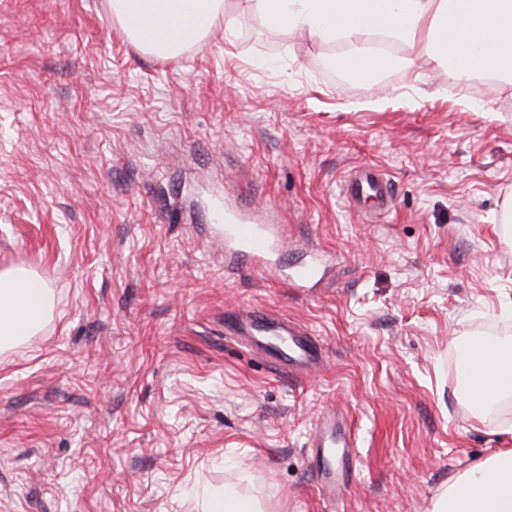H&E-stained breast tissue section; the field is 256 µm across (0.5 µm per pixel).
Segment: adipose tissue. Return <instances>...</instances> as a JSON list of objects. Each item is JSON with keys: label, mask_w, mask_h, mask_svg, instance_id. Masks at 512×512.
Segmentation results:
<instances>
[{"label": "adipose tissue", "mask_w": 512, "mask_h": 512, "mask_svg": "<svg viewBox=\"0 0 512 512\" xmlns=\"http://www.w3.org/2000/svg\"><path fill=\"white\" fill-rule=\"evenodd\" d=\"M113 22L141 50L180 56L193 42L226 24L224 0H109ZM268 26L297 29L321 40L385 33L424 44L432 59L457 80L484 78L512 89V0H252ZM53 308L52 290L35 271L0 270V352L34 336ZM502 363L462 360L481 400L512 394ZM206 512H261L236 487H199ZM432 512H512V448H503L466 470L433 502Z\"/></svg>", "instance_id": "obj_1"}]
</instances>
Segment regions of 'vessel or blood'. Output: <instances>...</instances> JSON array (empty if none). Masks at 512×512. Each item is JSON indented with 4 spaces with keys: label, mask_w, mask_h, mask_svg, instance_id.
<instances>
[{
    "label": "vessel or blood",
    "mask_w": 512,
    "mask_h": 512,
    "mask_svg": "<svg viewBox=\"0 0 512 512\" xmlns=\"http://www.w3.org/2000/svg\"><path fill=\"white\" fill-rule=\"evenodd\" d=\"M374 192L378 200H385L388 183L378 169L359 167L355 177L347 186L350 202H357L366 192ZM214 231L224 244L226 266L231 270H259L271 268L273 260L287 243L281 225L267 223L256 214L246 215L233 205L218 209ZM328 263L319 250H310L304 262L284 275L287 284L305 288L317 284ZM224 329L236 336L263 334L275 336L280 346L274 355L287 367H302L319 359V349L304 326L285 319H275L261 311L245 310L229 312L224 316ZM501 350L496 341L480 340L467 344L463 357L493 361ZM315 454V482L321 499L329 505L335 504L354 472L355 447L350 425L342 413L326 411L315 420L308 440Z\"/></svg>",
    "instance_id": "1"
}]
</instances>
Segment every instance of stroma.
I'll use <instances>...</instances> for the list:
<instances>
[{
	"mask_svg": "<svg viewBox=\"0 0 512 512\" xmlns=\"http://www.w3.org/2000/svg\"><path fill=\"white\" fill-rule=\"evenodd\" d=\"M225 31L179 57L137 49L107 0H0V269L54 310L0 352V512H192L238 486L265 512H323L306 443L347 413L356 475L339 512H431L512 448V398L459 396L460 350L512 342V92L390 43L376 81H337L375 37L270 29L227 0ZM371 164L393 185L349 204ZM230 196L333 260L321 283L230 272L209 232ZM260 308L309 327L291 373L224 332Z\"/></svg>",
	"mask_w": 512,
	"mask_h": 512,
	"instance_id": "stroma-1",
	"label": "stroma"
}]
</instances>
